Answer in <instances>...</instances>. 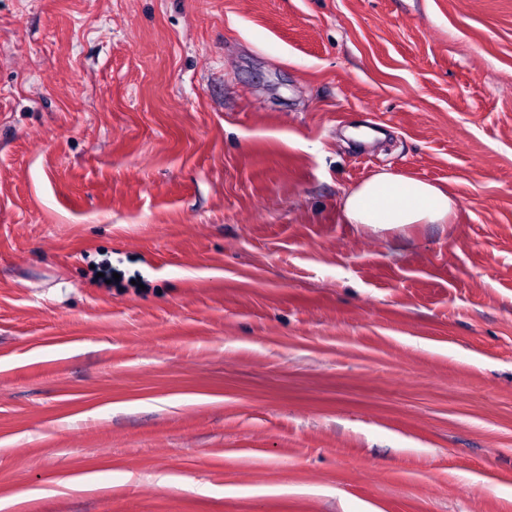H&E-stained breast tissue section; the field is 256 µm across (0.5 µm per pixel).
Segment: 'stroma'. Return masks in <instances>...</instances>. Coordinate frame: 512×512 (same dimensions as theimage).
<instances>
[{
    "mask_svg": "<svg viewBox=\"0 0 512 512\" xmlns=\"http://www.w3.org/2000/svg\"><path fill=\"white\" fill-rule=\"evenodd\" d=\"M0 501L512 512V0H0ZM456 205L455 198L436 184L381 170L354 188L342 209L349 224L386 230L447 223Z\"/></svg>",
    "mask_w": 512,
    "mask_h": 512,
    "instance_id": "obj_1",
    "label": "stroma"
}]
</instances>
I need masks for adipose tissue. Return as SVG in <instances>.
<instances>
[{"instance_id":"adipose-tissue-1","label":"adipose tissue","mask_w":512,"mask_h":512,"mask_svg":"<svg viewBox=\"0 0 512 512\" xmlns=\"http://www.w3.org/2000/svg\"><path fill=\"white\" fill-rule=\"evenodd\" d=\"M457 202L436 184L382 170L360 183L344 199L347 223L375 230L410 224H444Z\"/></svg>"}]
</instances>
